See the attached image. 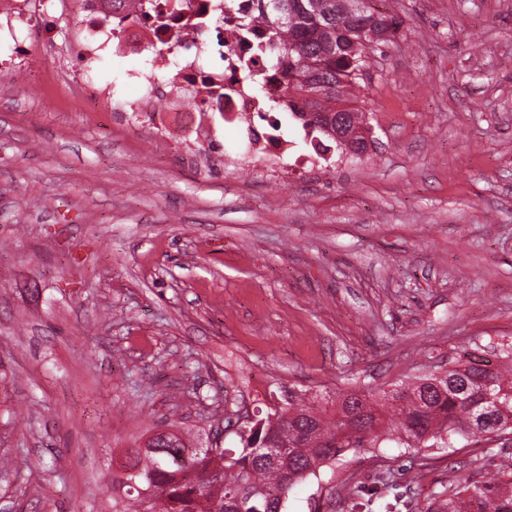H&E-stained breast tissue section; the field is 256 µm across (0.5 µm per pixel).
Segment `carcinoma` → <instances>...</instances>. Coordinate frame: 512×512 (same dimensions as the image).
<instances>
[{"label":"carcinoma","mask_w":512,"mask_h":512,"mask_svg":"<svg viewBox=\"0 0 512 512\" xmlns=\"http://www.w3.org/2000/svg\"><path fill=\"white\" fill-rule=\"evenodd\" d=\"M256 18L283 37L276 62L280 93L303 102V128H314L321 110L314 96L352 103L369 52L352 42L364 31L370 48L395 40L402 21L357 0H257ZM346 130L353 153L366 152L361 132L365 115ZM512 432V349L503 364L484 361L443 368L403 382L389 392L351 390L330 397L307 391H279L257 407L234 431L236 446L186 449L163 439L155 447L132 448L124 471L112 476V512H285L288 495L303 481L317 479L352 448L392 443L408 451L436 444L453 446L456 437ZM383 512H512V472L489 477L422 508L411 496L396 494Z\"/></svg>","instance_id":"obj_1"}]
</instances>
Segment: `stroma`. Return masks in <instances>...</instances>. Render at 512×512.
I'll use <instances>...</instances> for the list:
<instances>
[{
  "instance_id": "stroma-1",
  "label": "stroma",
  "mask_w": 512,
  "mask_h": 512,
  "mask_svg": "<svg viewBox=\"0 0 512 512\" xmlns=\"http://www.w3.org/2000/svg\"><path fill=\"white\" fill-rule=\"evenodd\" d=\"M403 24L358 93L373 140L271 187L200 171L139 121L52 104L62 59L0 50V512H112L156 429L219 436L278 387L385 388L512 344V0H375ZM512 433L362 448L287 512L420 503L496 475Z\"/></svg>"
}]
</instances>
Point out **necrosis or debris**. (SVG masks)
Instances as JSON below:
<instances>
[{
  "label": "necrosis or debris",
  "mask_w": 512,
  "mask_h": 512,
  "mask_svg": "<svg viewBox=\"0 0 512 512\" xmlns=\"http://www.w3.org/2000/svg\"><path fill=\"white\" fill-rule=\"evenodd\" d=\"M255 0H132L118 9L112 0H0V46L37 39L57 19L77 31L78 66L62 75L88 112L126 111L116 87L95 81L96 61L121 52L138 55L159 48L163 65L128 73L142 91L136 107L154 126L176 133L182 143L222 145V132L238 128L234 150L224 164L247 158L283 174L313 168L308 155L295 150L282 130L287 103L277 102L275 86L256 81L278 39L253 21Z\"/></svg>",
  "instance_id": "4bbe7bcc"
}]
</instances>
